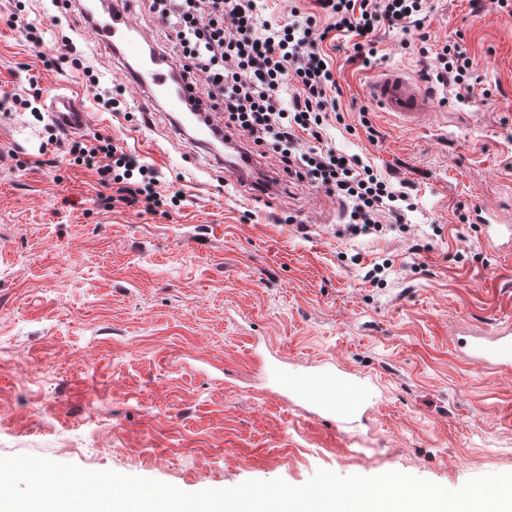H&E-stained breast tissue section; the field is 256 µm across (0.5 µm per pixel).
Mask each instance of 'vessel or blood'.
<instances>
[{
  "mask_svg": "<svg viewBox=\"0 0 512 512\" xmlns=\"http://www.w3.org/2000/svg\"><path fill=\"white\" fill-rule=\"evenodd\" d=\"M133 6L134 0H115L110 9L95 14L84 7L80 15L94 33L98 45L119 56L126 66L128 78L151 101L163 105L167 112L179 115L183 125L191 131L189 141L192 146L209 145L212 126L190 115L193 89L168 70L166 57L147 54L148 40L134 21ZM365 94L379 111L407 128L426 124L432 107V96L422 82L399 71L378 72L367 83ZM46 110L50 120L67 131L81 129L87 123L88 114L78 100L59 89L49 97ZM471 208L472 221L481 226L488 243L512 246L511 221L488 213L477 201L472 202ZM464 348L468 362L481 371L489 374L511 372L512 319L500 321L490 332H472ZM296 388L326 408L344 413L350 408L347 396L354 392L356 385L347 375L334 374L300 379Z\"/></svg>",
  "mask_w": 512,
  "mask_h": 512,
  "instance_id": "vessel-or-blood-1",
  "label": "vessel or blood"
}]
</instances>
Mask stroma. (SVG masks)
Returning <instances> with one entry per match:
<instances>
[{
	"instance_id": "35a3bbf8",
	"label": "stroma",
	"mask_w": 512,
	"mask_h": 512,
	"mask_svg": "<svg viewBox=\"0 0 512 512\" xmlns=\"http://www.w3.org/2000/svg\"><path fill=\"white\" fill-rule=\"evenodd\" d=\"M12 7L0 0V94L69 89L88 113L84 139L111 137L183 197L166 213L105 208L94 171L60 150L38 164L47 114L0 112V456L188 492L298 486L320 468L450 489L512 473V373L486 375L452 344L512 315V254L469 219L476 197L512 215V15L497 0H430L426 44L403 46L381 26L367 66L332 54L339 93L324 145L360 156L414 205L407 232L379 238L338 235L347 206L306 183L251 200L79 17L28 0L36 46ZM65 37L79 62L58 53ZM446 43L472 62L467 99L435 85L420 129L370 105L375 73L421 78ZM120 84L115 113L102 97ZM383 261L386 281L372 286L364 268ZM341 368L364 387L346 423L293 387Z\"/></svg>"
}]
</instances>
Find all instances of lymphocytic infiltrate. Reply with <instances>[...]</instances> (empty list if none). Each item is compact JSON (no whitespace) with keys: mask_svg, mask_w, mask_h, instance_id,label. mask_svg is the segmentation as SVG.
<instances>
[{"mask_svg":"<svg viewBox=\"0 0 512 512\" xmlns=\"http://www.w3.org/2000/svg\"><path fill=\"white\" fill-rule=\"evenodd\" d=\"M327 16L323 30L296 19L258 26L259 0H150L149 8L175 28L183 80L201 86L208 110L224 112V128L254 146L272 147L282 170L297 181H312L351 204L350 235H371L387 226L406 227L411 210L391 182L356 156L318 151L316 141L339 91L333 64L322 44L331 34L356 38L353 56L366 59L372 30L399 28L405 43L415 42L427 0H312ZM472 63L455 46L437 51L429 80L470 88ZM295 85L290 104L281 91ZM74 164L96 170L112 189V205L177 207L178 194H161L154 171L112 138L71 141Z\"/></svg>","mask_w":512,"mask_h":512,"instance_id":"lymphocytic-infiltrate-1","label":"lymphocytic infiltrate"}]
</instances>
